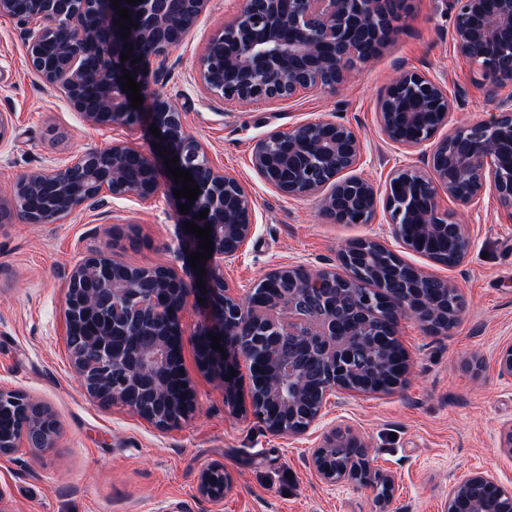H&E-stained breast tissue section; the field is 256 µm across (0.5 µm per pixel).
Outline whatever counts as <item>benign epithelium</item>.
I'll return each mask as SVG.
<instances>
[{"label": "benign epithelium", "instance_id": "7a95c632", "mask_svg": "<svg viewBox=\"0 0 512 512\" xmlns=\"http://www.w3.org/2000/svg\"><path fill=\"white\" fill-rule=\"evenodd\" d=\"M40 23L29 28L33 17L20 12L18 0H0V16L22 25L26 57L31 70L64 96L71 109L99 126L121 123L127 127L154 125L160 136L145 152L126 142L107 149L90 148L65 166L19 179L9 198H0V223L19 219L26 224H54L76 208L104 195H136L142 201L161 190L179 189L173 176L162 171L164 158L179 157L178 167L188 170L200 188L183 221L211 227L212 256L188 280L171 266L132 268L125 280L111 275L112 256L92 253L76 263L66 282V347L87 395L103 405L121 404L158 428L175 427L194 410L191 379L183 372L185 344L194 346L199 368L224 380L228 400L237 395L240 376L229 377L240 366L252 369L256 326L266 323L274 336L299 341L323 368L317 388L302 392L297 356L280 359V376L266 393L250 395L251 412L276 435L300 436L315 427L331 394L340 398L357 391L376 394L375 379L387 376L386 387L406 381L407 364L390 372L369 359L361 338L345 330L348 317L363 334L379 328L398 335L400 319L412 318L437 334L444 323L459 319L465 302L458 288L408 265L394 288L373 286L360 264L367 248L384 246L361 239L341 246L334 268L312 269L292 262L270 270L256 285L260 292L271 281L279 292L257 307L251 297L236 295L224 282V261L235 257L251 235L254 210L245 185L231 174L218 171L208 161L202 144L191 137L177 103L161 94L145 95L152 59H165L188 35L184 19L196 22L209 0H120L134 27L128 38L116 25L119 16L112 0H43ZM453 17V48L471 59L481 79L494 95L512 75V0H448ZM404 10V0H242V7L209 37L200 57L197 81L209 95L235 106L257 100L286 101L317 89L344 86L350 68L374 60L390 40L394 23ZM133 45L129 59L124 45ZM140 62L131 64L134 59ZM141 84L144 109L132 107L122 90L123 71ZM454 101L439 80L418 72H404L387 87L378 104V120L386 137L399 147L418 152L427 171L414 166L391 175L384 199L396 237L414 224L424 237L448 236L460 242L451 258L431 257L453 267L472 248L467 225L438 203L445 193L463 206L478 202L487 192L499 206L512 211V101L503 100L487 120L472 122L439 136L448 125ZM361 155V141L349 125L333 120L296 124L259 140L253 166L279 194L303 197L323 192L322 211L337 224H368L379 203L378 189L368 179L353 175ZM208 215L197 218L200 211ZM204 286H197V280ZM203 299L211 321L185 338L180 314L190 296ZM105 321L84 344L75 341V313ZM131 341L124 351L113 346L110 326ZM220 338L223 351L212 348ZM181 391L169 390L171 365ZM277 403L283 417L265 420L262 406ZM19 416L18 426L0 433V457L20 448L43 452L54 447L61 423L53 409L17 390H0V409ZM350 440L358 453L339 471L319 466L328 448ZM312 464L327 484L351 482L382 485L389 501L394 479L371 468V448L349 427L336 425L323 432L311 453ZM230 478L218 465L199 477L201 495L219 502ZM482 487L498 491L496 512H512V490L500 486L487 472L471 471L457 478L448 492L447 512L471 498L473 512L483 503L472 497Z\"/></svg>", "mask_w": 512, "mask_h": 512}]
</instances>
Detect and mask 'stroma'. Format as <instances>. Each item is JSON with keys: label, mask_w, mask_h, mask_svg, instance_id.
<instances>
[{"label": "stroma", "mask_w": 512, "mask_h": 512, "mask_svg": "<svg viewBox=\"0 0 512 512\" xmlns=\"http://www.w3.org/2000/svg\"><path fill=\"white\" fill-rule=\"evenodd\" d=\"M240 0H211L183 44L172 51L150 88L171 97L187 132L210 163L240 179L252 195L254 232L224 264V279L247 296L275 265L336 263L346 242L374 238L402 261L452 281L465 312L444 335L402 321L399 341L410 365L394 391L352 394L328 402L318 427L278 436L244 407L230 404L224 383L197 369L193 348L183 367L193 379L195 414L162 430L129 408L102 406L83 391L65 344V282L94 250L137 267L174 262L181 215L172 198L106 197L77 208L61 224L14 222L0 227V389L19 390L48 404L61 422L56 445L43 453L21 449L0 459L5 512H380L372 488L329 485L314 472L310 451L323 430L344 423L370 442L373 468L395 481L389 512H446L448 489L463 473L483 470L512 489V380L498 371L497 353L512 344V215L492 194L471 208L440 196L473 240L468 258L448 267L397 239L385 209L371 223L333 224L319 196L288 198L268 186L252 165L267 133L301 122L336 120L362 143L358 174L385 189L391 174L417 164L388 140L377 104L399 72L440 79L457 104L449 127L488 119L496 99L512 97V81L489 96L475 66L452 43L448 0H408V12L379 58L351 68L346 85L278 103L230 108L202 94L196 64L211 32L240 8ZM0 112L14 132L0 144V197L17 177L51 171L89 148L125 141L149 149L152 135L121 124L98 127L73 112L26 62L22 26L0 17ZM223 466L231 483L221 502L202 498L197 480Z\"/></svg>", "instance_id": "obj_1"}]
</instances>
